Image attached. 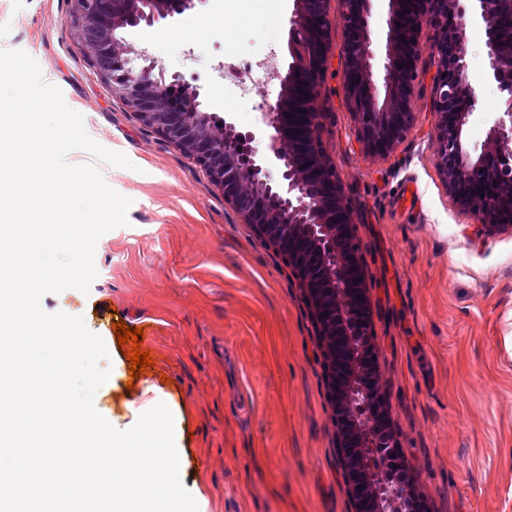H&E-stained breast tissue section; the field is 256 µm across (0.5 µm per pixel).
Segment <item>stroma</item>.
Segmentation results:
<instances>
[{
  "mask_svg": "<svg viewBox=\"0 0 512 512\" xmlns=\"http://www.w3.org/2000/svg\"><path fill=\"white\" fill-rule=\"evenodd\" d=\"M69 8V0H0V49L34 58L87 134L132 163L99 165L132 204L127 225L98 240L88 292L41 300L100 336L120 320L143 328L153 367L131 379L133 348L119 346L118 361L100 362L116 380L97 389L96 410L124 428L132 419L124 401L161 386L182 409V476L201 487L205 512H352L320 340L297 279L187 155L113 100L69 36ZM292 10L293 0L247 9L195 0L126 38L166 77L198 87L207 111L255 132L262 156L265 107L290 62ZM327 10L335 26L321 145L357 220L377 367L402 452L432 512H512V227H483L448 193L432 146L428 58L407 136L385 156L364 149L346 99L341 0ZM485 40L484 28H469L466 79L478 103L466 138L475 148L500 107ZM270 52L278 67L250 96L225 86V65L242 69Z\"/></svg>",
  "mask_w": 512,
  "mask_h": 512,
  "instance_id": "35a3bbf8",
  "label": "stroma"
}]
</instances>
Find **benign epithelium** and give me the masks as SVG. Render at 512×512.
Returning a JSON list of instances; mask_svg holds the SVG:
<instances>
[{"label":"benign epithelium","instance_id":"1","mask_svg":"<svg viewBox=\"0 0 512 512\" xmlns=\"http://www.w3.org/2000/svg\"><path fill=\"white\" fill-rule=\"evenodd\" d=\"M371 2L342 0L341 15L347 98L365 149L386 155L410 130L418 63L428 53L435 68L434 152L448 193L485 227L512 224V0H385L387 32L380 55L367 22ZM69 3L67 25L73 40L112 98L198 164L243 222L286 259L301 280L316 323L325 322L314 298L324 286L335 295L340 319H355L371 335L364 257L353 212L320 143L326 112L318 91L328 70L332 31L327 0H294L291 62L281 79L279 99L264 112L272 133L270 153L263 159L252 147L253 134L201 109L198 89L166 83L148 51L134 48L122 36L127 28L187 10L194 0ZM469 23L485 28V63L500 96L499 112L479 151L470 149L464 138L478 103L466 80ZM136 58L143 64L135 65ZM375 59L382 65L380 87L373 80ZM268 165L280 170L279 181L269 178ZM352 277L361 279L360 288L351 289ZM382 428L368 421L356 438L337 433L340 463L351 448L384 456L398 452L392 421H387V431Z\"/></svg>","mask_w":512,"mask_h":512}]
</instances>
